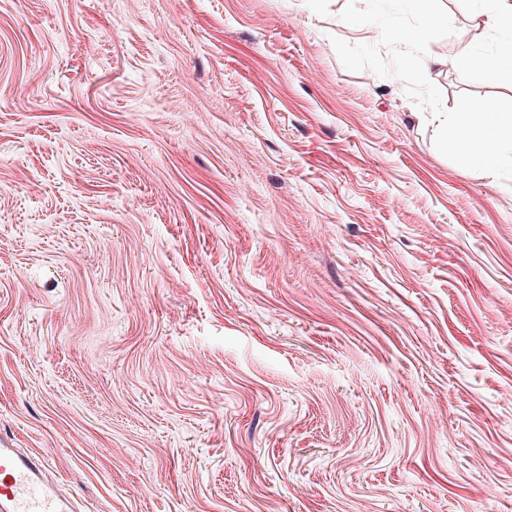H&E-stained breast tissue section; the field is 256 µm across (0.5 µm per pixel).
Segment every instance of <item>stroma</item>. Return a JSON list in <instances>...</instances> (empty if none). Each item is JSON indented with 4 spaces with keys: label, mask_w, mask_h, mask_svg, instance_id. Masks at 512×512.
Returning a JSON list of instances; mask_svg holds the SVG:
<instances>
[{
    "label": "stroma",
    "mask_w": 512,
    "mask_h": 512,
    "mask_svg": "<svg viewBox=\"0 0 512 512\" xmlns=\"http://www.w3.org/2000/svg\"><path fill=\"white\" fill-rule=\"evenodd\" d=\"M347 2L0 0V439L80 512H512V182Z\"/></svg>",
    "instance_id": "1"
}]
</instances>
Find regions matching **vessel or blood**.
I'll list each match as a JSON object with an SVG mask.
<instances>
[{
	"instance_id": "b4317fda",
	"label": "vessel or blood",
	"mask_w": 512,
	"mask_h": 512,
	"mask_svg": "<svg viewBox=\"0 0 512 512\" xmlns=\"http://www.w3.org/2000/svg\"><path fill=\"white\" fill-rule=\"evenodd\" d=\"M45 471L43 457L0 440V512H75L70 495Z\"/></svg>"
}]
</instances>
